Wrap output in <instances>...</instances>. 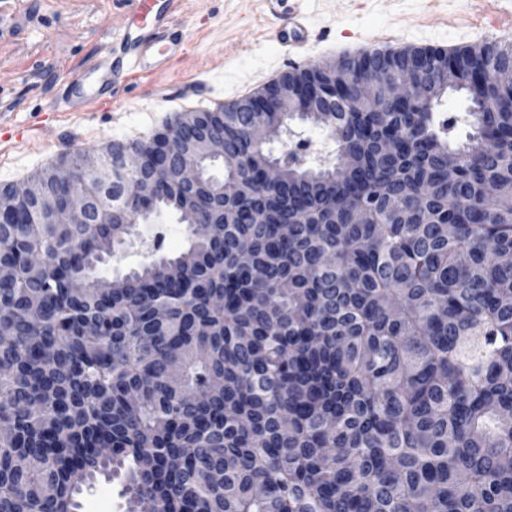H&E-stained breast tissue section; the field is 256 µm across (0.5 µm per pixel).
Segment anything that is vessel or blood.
Masks as SVG:
<instances>
[{"mask_svg": "<svg viewBox=\"0 0 512 512\" xmlns=\"http://www.w3.org/2000/svg\"><path fill=\"white\" fill-rule=\"evenodd\" d=\"M139 17L135 35H123L118 54H106L71 82L64 101L68 112L85 111L88 105L107 106L112 87L128 81L134 73L149 72L152 65L171 68L186 52L187 40L172 21L178 0H166L157 7L155 0H137ZM267 17L276 24V45L282 55L298 54L310 39L307 0H263Z\"/></svg>", "mask_w": 512, "mask_h": 512, "instance_id": "vessel-or-blood-1", "label": "vessel or blood"}]
</instances>
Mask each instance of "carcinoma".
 Returning <instances> with one entry per match:
<instances>
[{
	"instance_id": "carcinoma-1",
	"label": "carcinoma",
	"mask_w": 512,
	"mask_h": 512,
	"mask_svg": "<svg viewBox=\"0 0 512 512\" xmlns=\"http://www.w3.org/2000/svg\"><path fill=\"white\" fill-rule=\"evenodd\" d=\"M508 65L494 43L439 56L391 102L406 67L372 57L360 112L343 74L309 66L297 116L336 162L276 184L247 117L207 116L238 186L224 223L119 278L96 266L139 215L43 224L26 200L29 223H0L20 271L0 288V512H78L102 475L128 512H512V211L487 195H512V86L492 81ZM451 93L470 102L457 147Z\"/></svg>"
}]
</instances>
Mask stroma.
Returning a JSON list of instances; mask_svg holds the SVG:
<instances>
[{
  "label": "stroma",
  "instance_id": "stroma-1",
  "mask_svg": "<svg viewBox=\"0 0 512 512\" xmlns=\"http://www.w3.org/2000/svg\"><path fill=\"white\" fill-rule=\"evenodd\" d=\"M133 0H8L0 8V185L24 180L80 149L141 139L187 110H210L255 92L290 68L274 41L263 0H179L176 20L189 51L173 71L158 69L117 87L112 108L58 117L68 72L89 67L112 47ZM494 0H311L314 64L364 50L366 38L390 33L389 51L456 48L496 42ZM136 245L108 258L119 276L174 255L189 243L175 213L142 222ZM79 512H127L120 480L98 477L78 497Z\"/></svg>",
  "mask_w": 512,
  "mask_h": 512
}]
</instances>
